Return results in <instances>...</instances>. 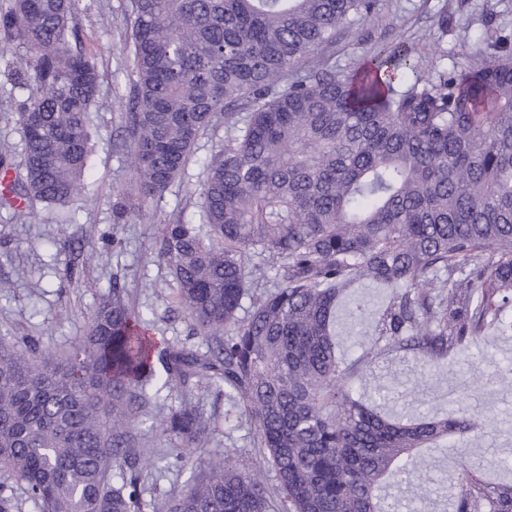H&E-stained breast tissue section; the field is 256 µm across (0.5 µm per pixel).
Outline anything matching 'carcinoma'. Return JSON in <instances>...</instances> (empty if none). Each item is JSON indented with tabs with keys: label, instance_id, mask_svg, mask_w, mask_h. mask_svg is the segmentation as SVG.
I'll return each instance as SVG.
<instances>
[{
	"label": "carcinoma",
	"instance_id": "obj_1",
	"mask_svg": "<svg viewBox=\"0 0 512 512\" xmlns=\"http://www.w3.org/2000/svg\"><path fill=\"white\" fill-rule=\"evenodd\" d=\"M133 69L125 102L128 164L138 207L159 206L198 139L224 122V146L203 162L199 223L159 227L181 309L206 350L160 345L125 300L92 312L65 356L25 337L0 340V470L43 512H141L137 435L148 389L224 388L266 453L284 512H386L421 448L478 447L463 401L403 421L368 401L359 372L398 352L438 364L486 331L512 333V58L403 91L386 77L415 70L408 53H377L356 70L318 51L377 0H130ZM76 0H11L0 27L28 55L33 85L19 111L23 149L11 197L65 205L81 194L100 73L68 35ZM274 291L239 316L257 267ZM359 283L388 295L356 355H341L336 310ZM347 315H369L363 297ZM165 445L201 444L209 425L189 403L152 426ZM484 455L458 462L454 512H512V485L486 482ZM121 483L112 484V471ZM260 471L224 455L169 498L164 512H271Z\"/></svg>",
	"mask_w": 512,
	"mask_h": 512
}]
</instances>
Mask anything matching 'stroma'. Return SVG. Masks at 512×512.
<instances>
[{
  "label": "stroma",
  "instance_id": "obj_1",
  "mask_svg": "<svg viewBox=\"0 0 512 512\" xmlns=\"http://www.w3.org/2000/svg\"><path fill=\"white\" fill-rule=\"evenodd\" d=\"M379 8L381 20L357 18L344 25L335 43L321 51V60L353 68L374 52L410 46L421 75L432 77L485 64V37L512 41V0H379ZM129 15V0H79L74 23L81 46L103 75L99 103L91 114L90 173L82 194L68 208H0L1 338L32 337L56 354L69 353L84 336L94 308L111 299L117 279L125 286L128 304L150 320L157 341L205 348L177 303L168 267L151 259L158 248L156 222L133 207L124 215L116 213L133 184L124 158L120 104L130 87ZM26 51L22 39L0 33V155L15 161L22 150L18 106L29 91L10 75L8 65ZM223 143L220 123L198 141L185 174L162 203L171 219L198 214L203 161ZM116 223L122 226V246L110 250L105 241ZM487 355L495 368L489 379L473 375L464 354L427 370L418 356L403 352L392 362L374 364L364 381L371 389L388 387V408L402 418L445 411L452 395L468 397L492 421L486 438L489 457L512 458V336H490ZM187 401L209 419L213 432L201 447L187 449L181 462H170L149 426L158 412ZM135 432L145 459L139 473L145 512H159L163 502L199 479L210 457L229 451L247 468L267 467L238 407L222 390L204 383L191 393L174 386L154 394ZM419 455L424 463L406 486L397 512H411L422 483L437 490L434 512H451L454 450L424 448Z\"/></svg>",
  "mask_w": 512,
  "mask_h": 512
}]
</instances>
